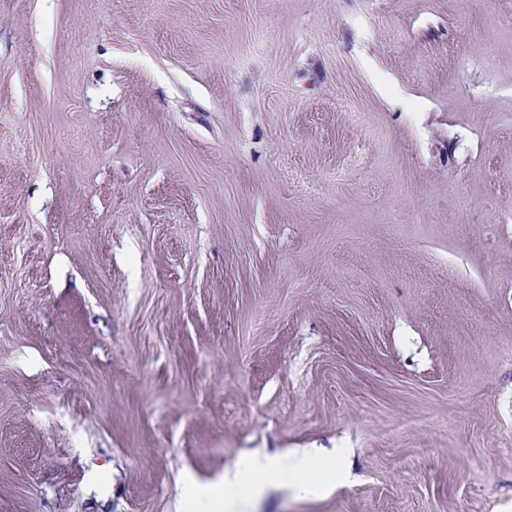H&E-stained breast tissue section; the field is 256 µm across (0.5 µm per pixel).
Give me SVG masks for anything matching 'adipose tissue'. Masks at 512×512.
Returning a JSON list of instances; mask_svg holds the SVG:
<instances>
[{"label":"adipose tissue","mask_w":512,"mask_h":512,"mask_svg":"<svg viewBox=\"0 0 512 512\" xmlns=\"http://www.w3.org/2000/svg\"><path fill=\"white\" fill-rule=\"evenodd\" d=\"M340 477L342 470L338 459L321 457L310 453L284 454L278 457L255 456L233 474L225 476L223 492L205 494L203 503L232 506L242 489H258L261 484L289 478L297 482L306 492L314 491L315 475Z\"/></svg>","instance_id":"1"}]
</instances>
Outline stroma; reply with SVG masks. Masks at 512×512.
I'll return each mask as SVG.
<instances>
[{"mask_svg": "<svg viewBox=\"0 0 512 512\" xmlns=\"http://www.w3.org/2000/svg\"><path fill=\"white\" fill-rule=\"evenodd\" d=\"M512 512V0H0V512ZM324 474L338 478L342 470L337 458L321 457L310 453L284 454L278 457L254 456L237 469L232 475L224 476V496L220 492L207 493L200 498L197 507L209 508L206 504L213 501L217 507L232 506L241 490H257L261 483L281 480L285 477L297 482L305 492H314L315 475Z\"/></svg>", "mask_w": 512, "mask_h": 512, "instance_id": "stroma-1", "label": "stroma"}]
</instances>
